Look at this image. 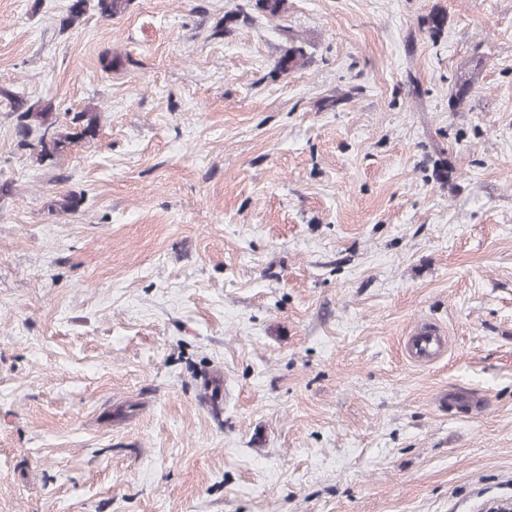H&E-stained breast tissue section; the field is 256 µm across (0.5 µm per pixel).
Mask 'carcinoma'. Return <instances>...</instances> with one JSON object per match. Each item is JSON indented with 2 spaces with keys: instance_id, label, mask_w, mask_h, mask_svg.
<instances>
[{
  "instance_id": "cac0c4a2",
  "label": "carcinoma",
  "mask_w": 512,
  "mask_h": 512,
  "mask_svg": "<svg viewBox=\"0 0 512 512\" xmlns=\"http://www.w3.org/2000/svg\"><path fill=\"white\" fill-rule=\"evenodd\" d=\"M128 4V0H96V7L101 16L112 18L122 14ZM21 127L24 132L29 133L33 128H38L40 136L38 146L40 151L37 153L39 160L52 157L65 151L71 144L80 139L92 138L96 133L95 118L87 116L81 112L72 118V123L86 122V125L78 131H61L53 121L50 109L37 108L30 106L20 113Z\"/></svg>"
}]
</instances>
